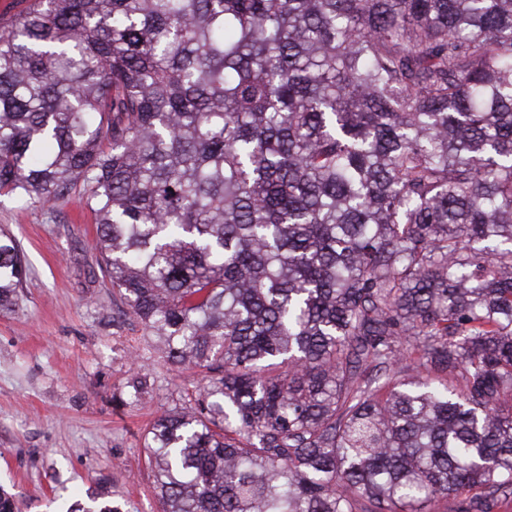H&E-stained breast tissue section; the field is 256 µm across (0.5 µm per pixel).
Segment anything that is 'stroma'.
Returning <instances> with one entry per match:
<instances>
[{"instance_id": "stroma-1", "label": "stroma", "mask_w": 512, "mask_h": 512, "mask_svg": "<svg viewBox=\"0 0 512 512\" xmlns=\"http://www.w3.org/2000/svg\"><path fill=\"white\" fill-rule=\"evenodd\" d=\"M0 228L28 268L17 306L0 313V488L17 512H57L113 480L137 512H159L143 434L182 403L183 379L156 362L136 322L118 316L92 272L96 224L81 190L44 206L0 199ZM150 363L153 399L125 397L131 352Z\"/></svg>"}]
</instances>
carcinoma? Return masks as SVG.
Listing matches in <instances>:
<instances>
[{"label":"carcinoma","mask_w":512,"mask_h":512,"mask_svg":"<svg viewBox=\"0 0 512 512\" xmlns=\"http://www.w3.org/2000/svg\"><path fill=\"white\" fill-rule=\"evenodd\" d=\"M21 2L0 197L81 186L123 315L196 376L144 436L160 512L507 506L512 0ZM24 284L0 230L1 312Z\"/></svg>","instance_id":"1"}]
</instances>
